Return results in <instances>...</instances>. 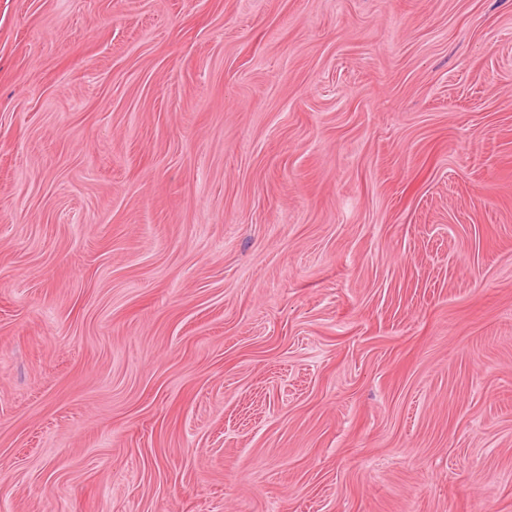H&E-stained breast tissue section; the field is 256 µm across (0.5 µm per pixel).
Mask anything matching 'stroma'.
I'll use <instances>...</instances> for the list:
<instances>
[{
  "instance_id": "obj_1",
  "label": "stroma",
  "mask_w": 512,
  "mask_h": 512,
  "mask_svg": "<svg viewBox=\"0 0 512 512\" xmlns=\"http://www.w3.org/2000/svg\"><path fill=\"white\" fill-rule=\"evenodd\" d=\"M0 512H512V0H0Z\"/></svg>"
}]
</instances>
